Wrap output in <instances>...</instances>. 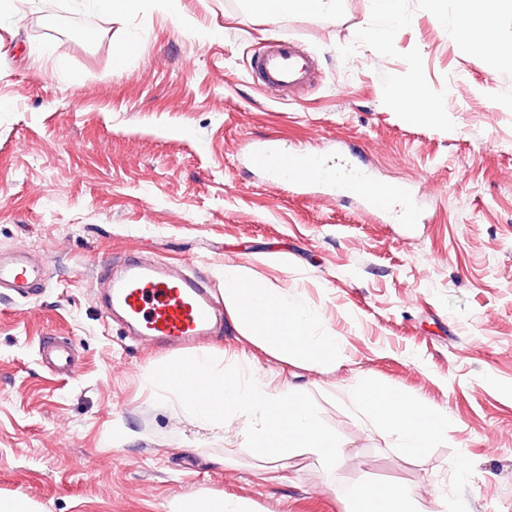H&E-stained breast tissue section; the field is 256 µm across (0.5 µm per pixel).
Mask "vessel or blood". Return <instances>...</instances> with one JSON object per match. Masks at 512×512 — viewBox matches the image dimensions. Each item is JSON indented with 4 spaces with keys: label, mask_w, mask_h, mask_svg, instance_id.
Returning <instances> with one entry per match:
<instances>
[{
    "label": "vessel or blood",
    "mask_w": 512,
    "mask_h": 512,
    "mask_svg": "<svg viewBox=\"0 0 512 512\" xmlns=\"http://www.w3.org/2000/svg\"><path fill=\"white\" fill-rule=\"evenodd\" d=\"M255 66L262 87L292 88L309 83L313 70L293 51L289 40H276L260 53ZM251 164L281 184L317 191L349 190L366 209L415 223L417 212L407 186H386L374 195L365 187L371 178L344 158L328 159L311 153L291 154L279 144L267 143L250 152ZM45 262L20 251L0 260V288H10L22 298H32L46 276ZM106 315L119 316L131 334L146 342L174 348L188 347L211 335L224 315V302L198 276L170 262L134 257L116 269L105 268L97 279ZM47 365L62 375L74 374L72 347L54 342L43 350Z\"/></svg>",
    "instance_id": "1"
}]
</instances>
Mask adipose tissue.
Wrapping results in <instances>:
<instances>
[{"mask_svg": "<svg viewBox=\"0 0 512 512\" xmlns=\"http://www.w3.org/2000/svg\"><path fill=\"white\" fill-rule=\"evenodd\" d=\"M252 6L268 21L284 14L319 15L332 12L336 0H252ZM512 11V0H462L460 15L438 16L440 25H452L467 46L486 52L493 45L485 34L494 20ZM224 307L248 328L246 342L264 350L279 362L294 365L332 364L343 355L334 336H314L308 318L289 308L278 289L268 287L243 266L224 269ZM355 403L370 421L381 424L395 436L397 446L417 456L445 436L448 418L408 397L361 386ZM345 512H428L419 500L401 486L368 485L345 502Z\"/></svg>", "mask_w": 512, "mask_h": 512, "instance_id": "1", "label": "adipose tissue"}]
</instances>
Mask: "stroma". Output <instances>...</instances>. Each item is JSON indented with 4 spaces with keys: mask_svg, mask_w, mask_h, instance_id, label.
Masks as SVG:
<instances>
[{
    "mask_svg": "<svg viewBox=\"0 0 512 512\" xmlns=\"http://www.w3.org/2000/svg\"><path fill=\"white\" fill-rule=\"evenodd\" d=\"M182 4L176 19L159 0L115 17L52 0L85 20L59 38L30 33L40 0H0V257L25 249L50 275L31 299L0 289V494L26 512H170L198 497L344 512L377 483L411 487L431 512H512V13L495 21L494 56L437 24L460 0H402L407 23L382 45L362 36L369 0L275 22L245 0ZM275 39L318 64L292 99L248 73ZM412 81L442 111L401 112ZM271 140L410 184L419 223L268 181L248 154ZM132 256L183 264L218 292L224 266L247 267L335 335L333 367L274 361L229 317L204 347L311 394L343 463L288 457L281 480L237 431L157 402L149 375L178 351L106 323L94 293L98 266ZM48 339L74 347L73 378L45 368ZM362 380L445 413L447 441L405 455L358 419L347 392Z\"/></svg>",
    "mask_w": 512,
    "mask_h": 512,
    "instance_id": "stroma-1",
    "label": "stroma"
}]
</instances>
